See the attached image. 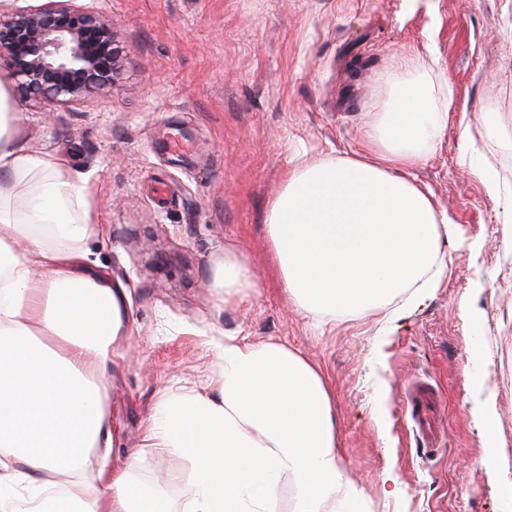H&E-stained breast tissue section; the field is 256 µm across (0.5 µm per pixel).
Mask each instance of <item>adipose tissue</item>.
I'll use <instances>...</instances> for the list:
<instances>
[{"label": "adipose tissue", "mask_w": 512, "mask_h": 512, "mask_svg": "<svg viewBox=\"0 0 512 512\" xmlns=\"http://www.w3.org/2000/svg\"><path fill=\"white\" fill-rule=\"evenodd\" d=\"M18 110L0 82V512H169L156 486H131L127 472L96 487L75 478L111 446L103 378L126 290L81 271L92 224L85 176L24 146ZM447 126L448 101L415 62L372 113L361 151L289 170L267 233L285 293L316 327L440 286L448 217L407 173L431 159ZM217 383L216 398H164L145 436L194 467L182 512H273L285 478L295 512L363 505L327 381L304 357L229 337Z\"/></svg>", "instance_id": "ef3b65f1"}]
</instances>
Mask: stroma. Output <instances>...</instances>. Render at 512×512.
Instances as JSON below:
<instances>
[{"label":"stroma","instance_id":"1","mask_svg":"<svg viewBox=\"0 0 512 512\" xmlns=\"http://www.w3.org/2000/svg\"><path fill=\"white\" fill-rule=\"evenodd\" d=\"M114 24L122 66L112 89L42 112L6 60L34 152L88 180L96 222L83 248L128 292L104 377L116 434L84 476L128 470L171 512L194 489L191 462L143 451L166 393L217 395L224 339L275 341L326 375L347 473L370 512H512V481L491 444L512 450V0H92ZM420 58L447 83L448 127L410 180L448 215V274L393 318L367 313L314 329L283 291L266 217L290 169L359 148L389 79ZM176 129L185 153L168 146ZM477 149L502 193L469 172ZM171 196L156 201L154 181ZM235 253L257 292L214 281ZM424 383L437 410L436 459L421 458L407 412ZM141 457L134 469L132 452Z\"/></svg>","mask_w":512,"mask_h":512}]
</instances>
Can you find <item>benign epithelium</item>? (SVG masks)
Masks as SVG:
<instances>
[{
	"instance_id": "benign-epithelium-1",
	"label": "benign epithelium",
	"mask_w": 512,
	"mask_h": 512,
	"mask_svg": "<svg viewBox=\"0 0 512 512\" xmlns=\"http://www.w3.org/2000/svg\"><path fill=\"white\" fill-rule=\"evenodd\" d=\"M120 57L112 21L80 0L10 11L0 3V58L22 78L25 96L46 112L112 87Z\"/></svg>"
}]
</instances>
